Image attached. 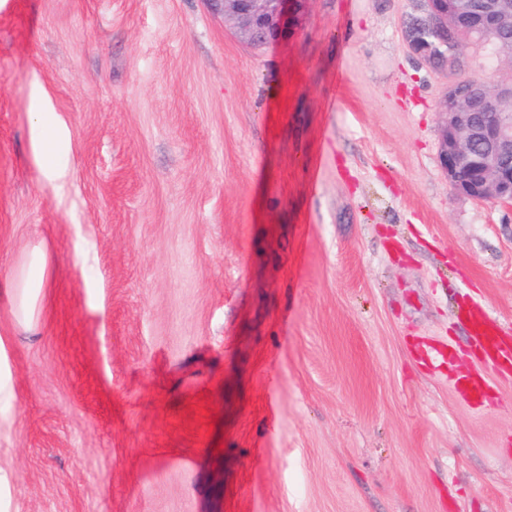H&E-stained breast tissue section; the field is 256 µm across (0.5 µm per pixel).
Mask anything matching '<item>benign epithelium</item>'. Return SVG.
<instances>
[{
    "mask_svg": "<svg viewBox=\"0 0 512 512\" xmlns=\"http://www.w3.org/2000/svg\"><path fill=\"white\" fill-rule=\"evenodd\" d=\"M224 19L237 27L251 43L267 44L280 38L299 19L307 0H221ZM441 0H429L432 12L451 40L476 34L478 55L459 54L450 48L441 68L448 86L442 100L444 122L440 163L453 189L476 201L494 200L512 206V0H486L464 14L457 8H441ZM491 57L508 74L491 83L463 78L483 67L480 58ZM496 114L492 123L476 120L475 108ZM482 145V161L470 167L474 146Z\"/></svg>",
    "mask_w": 512,
    "mask_h": 512,
    "instance_id": "1",
    "label": "benign epithelium"
}]
</instances>
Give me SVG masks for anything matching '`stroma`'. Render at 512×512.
I'll use <instances>...</instances> for the list:
<instances>
[{
	"mask_svg": "<svg viewBox=\"0 0 512 512\" xmlns=\"http://www.w3.org/2000/svg\"><path fill=\"white\" fill-rule=\"evenodd\" d=\"M423 7L308 0L256 47L217 0H0V512H512L466 318L512 331V207L441 168ZM33 148L41 177L51 183L67 178V169L56 159L60 146L66 143L67 132L55 112H37Z\"/></svg>",
	"mask_w": 512,
	"mask_h": 512,
	"instance_id": "stroma-1",
	"label": "stroma"
}]
</instances>
